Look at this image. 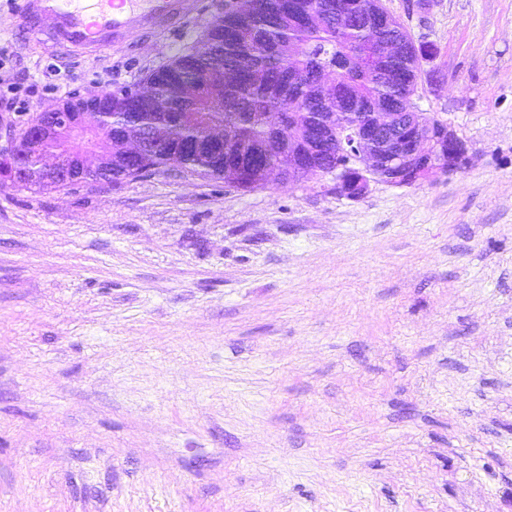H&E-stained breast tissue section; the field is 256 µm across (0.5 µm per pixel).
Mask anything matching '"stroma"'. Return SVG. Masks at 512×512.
Returning <instances> with one entry per match:
<instances>
[{"label": "stroma", "instance_id": "obj_1", "mask_svg": "<svg viewBox=\"0 0 512 512\" xmlns=\"http://www.w3.org/2000/svg\"><path fill=\"white\" fill-rule=\"evenodd\" d=\"M201 2L84 59L0 0V127L145 85L236 4ZM383 4L459 172L0 184V512H512V0Z\"/></svg>", "mask_w": 512, "mask_h": 512}]
</instances>
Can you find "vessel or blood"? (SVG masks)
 Returning <instances> with one entry per match:
<instances>
[{
    "instance_id": "1",
    "label": "vessel or blood",
    "mask_w": 512,
    "mask_h": 512,
    "mask_svg": "<svg viewBox=\"0 0 512 512\" xmlns=\"http://www.w3.org/2000/svg\"><path fill=\"white\" fill-rule=\"evenodd\" d=\"M18 0L21 21L35 23L48 48L78 56L132 44L159 33L180 32L199 10V0Z\"/></svg>"
}]
</instances>
